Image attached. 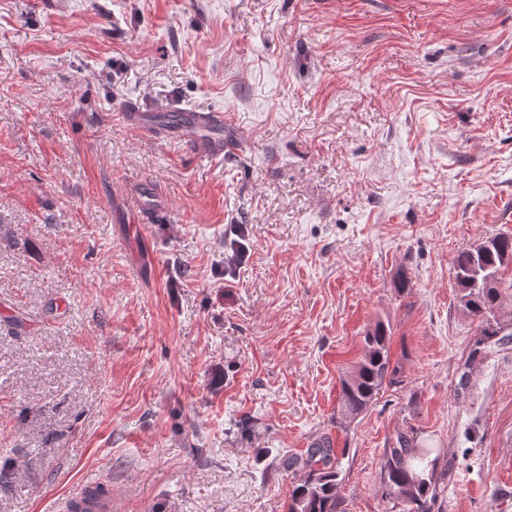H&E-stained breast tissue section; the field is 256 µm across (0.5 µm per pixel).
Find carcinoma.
<instances>
[{
  "mask_svg": "<svg viewBox=\"0 0 512 512\" xmlns=\"http://www.w3.org/2000/svg\"><path fill=\"white\" fill-rule=\"evenodd\" d=\"M512 258V234H497L474 248L464 249L453 261L459 303L480 322V336L473 353L497 343V336L509 329L498 310L505 293L512 289L504 274ZM365 350L350 374L342 381L344 411L356 416L365 411L386 386L393 383L397 367L391 357V336L378 323L364 337ZM433 448H415L405 437L398 447L386 451L382 470L386 489L406 503V512H432L436 499L437 461L429 459ZM308 475L290 495L289 512H340L336 489L338 462L330 442L310 448L303 461Z\"/></svg>",
  "mask_w": 512,
  "mask_h": 512,
  "instance_id": "1",
  "label": "carcinoma"
}]
</instances>
